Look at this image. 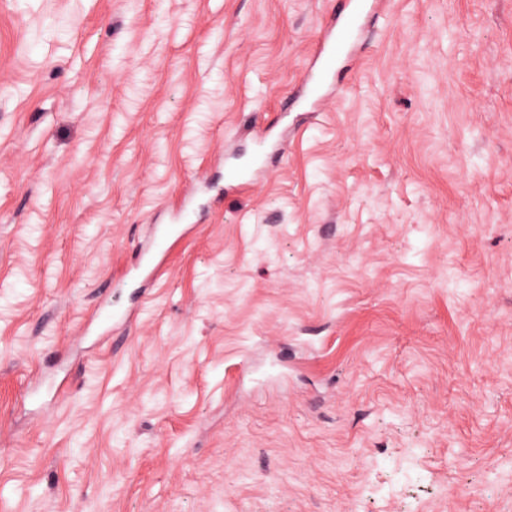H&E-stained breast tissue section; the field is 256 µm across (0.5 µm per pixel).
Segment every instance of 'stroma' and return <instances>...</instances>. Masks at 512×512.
Returning a JSON list of instances; mask_svg holds the SVG:
<instances>
[{"label": "stroma", "mask_w": 512, "mask_h": 512, "mask_svg": "<svg viewBox=\"0 0 512 512\" xmlns=\"http://www.w3.org/2000/svg\"><path fill=\"white\" fill-rule=\"evenodd\" d=\"M335 6L0 0V512H512V0H386L225 192ZM259 170H245L239 167H227L225 169L224 190H243L251 185L253 175ZM192 211L183 207L176 217V222L179 224H170L157 229L154 249L139 253L136 261L121 276L118 282L120 286L130 287L139 283L137 289H140L145 281L157 279L162 274V261L169 250L168 243L172 238L180 237L188 230L186 225H189L185 223L190 220Z\"/></svg>", "instance_id": "obj_1"}]
</instances>
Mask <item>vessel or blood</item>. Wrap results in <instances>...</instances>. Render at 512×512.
Returning a JSON list of instances; mask_svg holds the SVG:
<instances>
[{
  "label": "vessel or blood",
  "instance_id": "1",
  "mask_svg": "<svg viewBox=\"0 0 512 512\" xmlns=\"http://www.w3.org/2000/svg\"><path fill=\"white\" fill-rule=\"evenodd\" d=\"M339 2L338 10L330 17L314 46L310 66L288 97V109L319 104L333 87L341 62L356 53L367 28L383 14V0ZM190 217V210L181 209L175 223L158 228L154 249L139 253L136 261L121 276L120 285L130 287L158 278L162 273V259L169 250V241L186 232Z\"/></svg>",
  "mask_w": 512,
  "mask_h": 512
}]
</instances>
